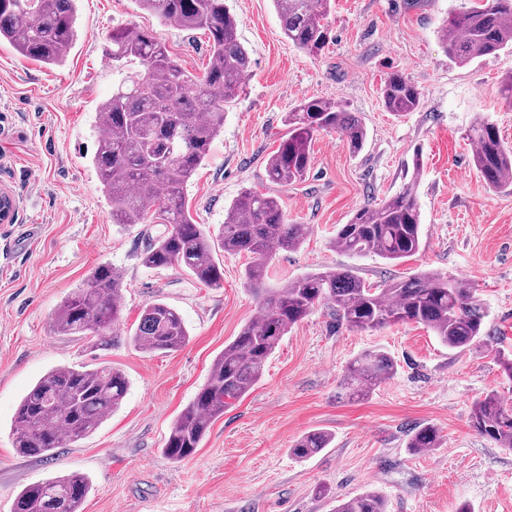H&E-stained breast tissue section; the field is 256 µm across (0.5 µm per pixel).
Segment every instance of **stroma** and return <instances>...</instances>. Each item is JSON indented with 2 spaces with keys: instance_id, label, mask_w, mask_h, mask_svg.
<instances>
[{
  "instance_id": "1",
  "label": "stroma",
  "mask_w": 512,
  "mask_h": 512,
  "mask_svg": "<svg viewBox=\"0 0 512 512\" xmlns=\"http://www.w3.org/2000/svg\"><path fill=\"white\" fill-rule=\"evenodd\" d=\"M472 2L332 0L331 42L311 56L285 39L273 0H226L250 71L184 189L195 220L215 234L242 191L274 196L308 233L268 263L264 287L324 268L352 269L374 285L434 271L475 285L488 338L451 349L417 324L356 331L317 308L291 328L261 380L182 462L162 451L173 421L225 345L260 313L244 282L251 258L219 253V288L175 267H144L139 255L164 227L113 224L90 155L97 105L126 75L105 56V33L129 24L152 30L197 77L209 60L208 36L162 24L134 0H78V37L63 65L45 66L0 44V189L15 201L9 223H0V512H11L25 486L75 471L92 484L83 512H334L366 490L386 499L387 512H455L464 503L473 512H512V451L470 423L483 393L495 389L512 400L493 354L512 352V191L486 187L465 136L484 116L512 146V111L500 93L512 76V49L462 65L436 35L450 8ZM393 72L422 97L419 109L401 117L381 101L382 82ZM305 97L341 103L361 118L367 138L354 155L338 134H319L305 179L282 187L268 180L267 159L288 131L287 112ZM407 186L421 213L416 255L394 264L333 247L338 225ZM103 264L124 275L114 343L94 347L55 334V309ZM155 300L177 308L185 322L189 340L178 351L145 353L129 340ZM371 350L388 352L395 371L365 400H348L340 380ZM61 365L117 368L129 381L127 395L94 433L52 459L20 456L11 433L18 402ZM427 424L439 429L440 447L409 450L410 436ZM311 430L329 433V448L307 460L290 455ZM319 484L328 495H315Z\"/></svg>"
}]
</instances>
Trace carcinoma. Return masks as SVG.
I'll return each mask as SVG.
<instances>
[{"label":"carcinoma","instance_id":"1","mask_svg":"<svg viewBox=\"0 0 512 512\" xmlns=\"http://www.w3.org/2000/svg\"><path fill=\"white\" fill-rule=\"evenodd\" d=\"M77 0H11L0 6V42L22 57L46 66L61 64L77 37ZM138 7L164 23L209 34V62L200 78L188 74L152 33L126 25L105 36L106 52L132 73L103 101L99 113L107 127L99 130L92 157L116 224H152L164 232L141 254L150 269L179 266L201 285H221L223 269L216 250L249 254V285L261 283L270 258L299 246L305 226L288 221L277 198L246 190L224 216L217 236L195 222L185 204L184 188L224 128V104L235 97L249 76V57L237 37V20L225 0H135ZM288 42L305 53L321 54L330 40L331 0H274ZM448 55L459 64L512 46V0L448 12L438 29ZM385 109L395 115L421 106L417 87L391 73L382 87ZM288 134L269 157L268 179L281 186L303 180L311 169L312 143L322 132L337 133L351 153L366 139L361 120L340 104L320 98L301 99L286 117ZM472 163L492 190L512 188V148L486 118L470 126ZM420 213L409 187L377 207H362L336 230L333 244L353 255L373 254L402 262L421 246ZM124 280L120 270L97 267L82 287L65 298L54 316L60 336L106 346V333L122 320ZM474 285L462 278L421 272L406 280L366 283L349 269L309 272L270 290L261 314L246 323L213 361L205 384L173 422L163 452L174 462L191 457L224 407L242 398L261 379L269 358L288 330L320 305L337 322L360 331L414 323L433 331L450 349H467L483 336V307ZM189 332L179 312L156 300L142 309L133 333L143 352L176 351ZM386 352L367 351L348 365L340 383L343 394L360 400L393 374ZM128 390L125 374L111 367L58 366L37 380L20 400L12 420L14 448L23 456L49 460L68 441L92 434L119 407ZM471 426L501 448L512 450V402L496 390L478 398ZM331 436L310 431L289 452L311 458L329 447ZM439 430L427 425L408 447H440ZM90 485L71 473L31 484L20 491L13 512H83ZM336 512H387L385 499L371 491L350 497Z\"/></svg>","mask_w":512,"mask_h":512}]
</instances>
